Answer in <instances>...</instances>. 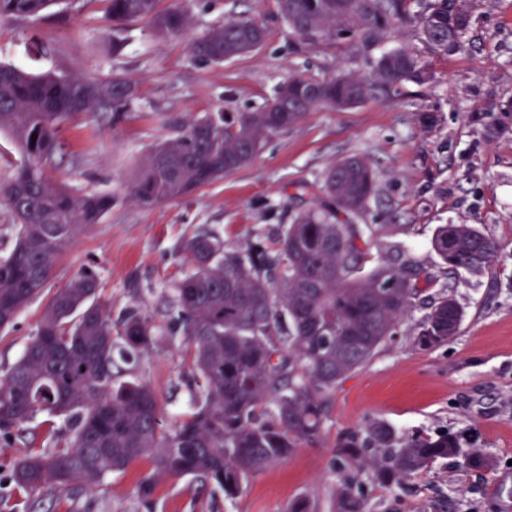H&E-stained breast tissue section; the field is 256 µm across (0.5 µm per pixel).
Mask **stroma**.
<instances>
[{
	"instance_id": "35a3bbf8",
	"label": "stroma",
	"mask_w": 512,
	"mask_h": 512,
	"mask_svg": "<svg viewBox=\"0 0 512 512\" xmlns=\"http://www.w3.org/2000/svg\"><path fill=\"white\" fill-rule=\"evenodd\" d=\"M161 5L190 12L193 24L181 38L158 39L144 21L111 26L103 0H74L36 19H0V63L31 73L120 74L135 88L120 119L84 115L60 134L56 177L77 191L111 193L112 211L78 237L43 294L0 330V376L22 355L51 296L90 269L113 319L137 307L161 331L130 372L157 391L167 419L188 412L191 360L171 304L185 271L182 242L214 232L240 249L258 236L273 237L278 225L324 199V171L351 155L365 158L377 175L376 196L361 218L380 227L373 258H408L436 272L431 239L441 224L479 225L500 251L489 270L449 278L451 294L466 310L457 336L421 348L416 336L424 311L411 308L377 355L330 395L322 440L252 477L236 499L189 478L164 480L142 499L136 487L149 466L141 461L94 493L17 489L10 480L17 459L66 442L67 427L56 420L0 434V512H289L301 498L318 512H333L332 495L343 477L336 447L376 421L406 436L449 430L493 465L473 470L459 460L440 461L391 488L363 474L369 512H432L442 500L452 512H512V127L490 139L474 120L512 101V0H481L465 49L448 57L428 56L411 28L389 39V46L405 44L427 55L432 81L408 84L392 102L309 112L273 135L247 166L188 197L144 208L127 197L138 161L154 143L177 137L189 115L259 108L297 74L329 79L367 70L348 42L304 43L276 0ZM229 16L258 21L266 35L262 47L221 64L196 57L192 43ZM423 112L435 113L438 123L424 127Z\"/></svg>"
}]
</instances>
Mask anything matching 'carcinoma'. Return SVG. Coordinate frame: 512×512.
I'll use <instances>...</instances> for the list:
<instances>
[{"label":"carcinoma","instance_id":"carcinoma-1","mask_svg":"<svg viewBox=\"0 0 512 512\" xmlns=\"http://www.w3.org/2000/svg\"><path fill=\"white\" fill-rule=\"evenodd\" d=\"M114 25L148 21L161 39L181 36L191 16L181 8L159 9L160 0H105ZM408 0H277L292 32L308 44L333 45L338 38L368 49L411 24L430 54L449 56L457 23L473 12L474 0H429L408 13ZM60 0H0V18H36ZM261 25L226 18L192 45L195 56L221 63L249 53L264 39ZM367 74L331 79L303 76L285 85L257 111L192 117L175 138L158 143L141 159L129 196L154 207L180 199L250 163L274 134L296 126L315 108L356 105L371 98L396 99L410 82L433 79L429 65L406 47L368 58ZM134 89L126 78L30 75L0 64V131L19 146L23 164L0 184V200L16 220L13 251L0 259V330L41 294L58 259L77 235L112 211V194L77 193L52 175L67 121L127 110ZM512 122V104L489 113L483 132L495 136ZM327 200L278 227L274 246L257 240L245 250L224 247L220 236L194 235L180 252L188 271L173 288L174 305L187 342L196 396L192 410L166 421L156 391L137 376H117L156 343L150 317L136 309L113 331L112 314L100 300L95 273L84 271L57 290L21 357L0 379V432L9 434L38 417L64 420L72 433L64 448L20 458L12 471L24 491L94 492L114 474L140 460L151 471L137 493L154 495L170 478L211 483L234 499L258 473L298 448L321 440L327 397L351 372L368 363L393 336L417 297L426 313L417 340L438 347L464 320L460 304L445 289L429 292L436 277L407 263L378 261L369 267V224H355L375 196V174L359 156L324 173ZM444 272L493 266L498 243L475 224H441L431 240ZM377 448L370 467L377 483L398 485L439 460L462 458L473 469L488 467L478 449L463 448L448 430L403 438L385 422L362 437L338 444L339 456L358 469L362 449ZM359 473L346 475L335 492L334 512H366Z\"/></svg>","mask_w":512,"mask_h":512}]
</instances>
